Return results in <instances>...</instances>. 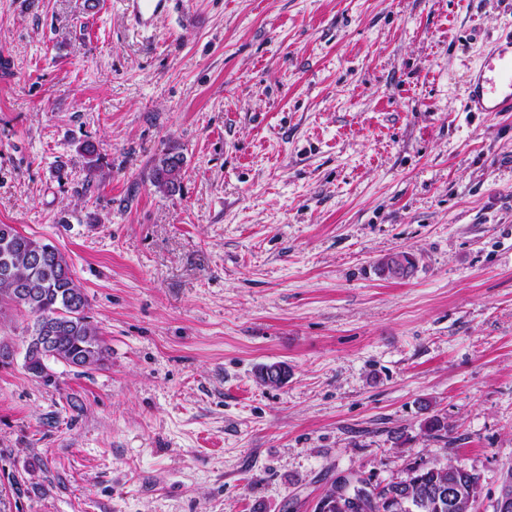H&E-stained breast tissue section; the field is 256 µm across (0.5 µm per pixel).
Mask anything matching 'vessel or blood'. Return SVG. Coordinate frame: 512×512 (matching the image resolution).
I'll return each mask as SVG.
<instances>
[{
    "instance_id": "1",
    "label": "vessel or blood",
    "mask_w": 512,
    "mask_h": 512,
    "mask_svg": "<svg viewBox=\"0 0 512 512\" xmlns=\"http://www.w3.org/2000/svg\"><path fill=\"white\" fill-rule=\"evenodd\" d=\"M126 13L141 29L154 28L158 19L180 13L184 0H124ZM471 112H512V32L501 36L486 53L467 89Z\"/></svg>"
}]
</instances>
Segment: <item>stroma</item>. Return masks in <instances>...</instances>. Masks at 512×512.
I'll return each instance as SVG.
<instances>
[{"mask_svg":"<svg viewBox=\"0 0 512 512\" xmlns=\"http://www.w3.org/2000/svg\"><path fill=\"white\" fill-rule=\"evenodd\" d=\"M186 8L143 33L122 0H0V224L66 255L109 348L42 382L0 311V512H315L421 460L475 469L493 512L512 112L464 105L512 0ZM398 252L413 275L380 276ZM183 169V159L179 154L165 153L155 165L152 185L165 194H172L179 188Z\"/></svg>","mask_w":512,"mask_h":512,"instance_id":"obj_1","label":"stroma"}]
</instances>
